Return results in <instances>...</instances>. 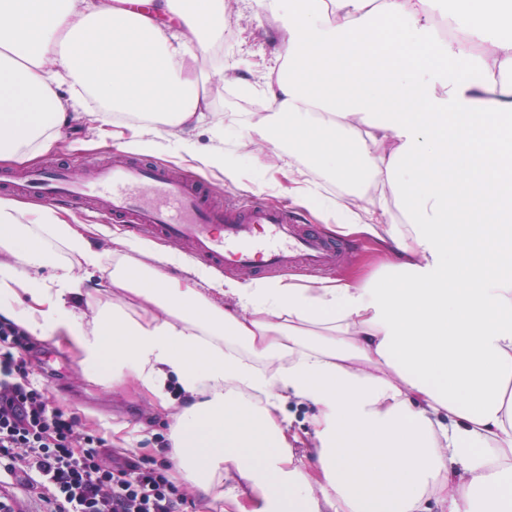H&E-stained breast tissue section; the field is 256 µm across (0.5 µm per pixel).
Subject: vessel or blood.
Masks as SVG:
<instances>
[{"instance_id":"obj_1","label":"vessel or blood","mask_w":512,"mask_h":512,"mask_svg":"<svg viewBox=\"0 0 512 512\" xmlns=\"http://www.w3.org/2000/svg\"><path fill=\"white\" fill-rule=\"evenodd\" d=\"M0 190L79 209L93 207L104 220L180 242L219 270L268 274L302 266L318 273L342 256L339 243L300 223L288 206L269 205L254 194L219 204L202 180L178 179L135 160L103 168L84 163L28 169L0 180Z\"/></svg>"}]
</instances>
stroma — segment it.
<instances>
[{
	"instance_id": "35a3bbf8",
	"label": "stroma",
	"mask_w": 512,
	"mask_h": 512,
	"mask_svg": "<svg viewBox=\"0 0 512 512\" xmlns=\"http://www.w3.org/2000/svg\"><path fill=\"white\" fill-rule=\"evenodd\" d=\"M224 26L232 32L224 44V75L213 78L210 86V118L224 126L222 147L225 153L239 157L247 174L244 186L225 183L223 174L202 166L196 159L172 147L144 154L149 163L168 167L178 178L197 177L213 184L214 191L224 195H263L269 204L288 200V181L280 175L253 167L252 157L258 146L244 147L241 126L256 108H267L266 99L258 93L243 96L239 82L259 86L264 82V71L273 52L278 48L279 21L265 12L256 0H228ZM94 106L83 108L79 117L70 118L62 129L56 150L35 159V166L50 162L58 164L70 160H92L104 166L120 153L119 140L102 135L94 119ZM346 255L335 269L325 276H311L301 271L281 274L282 282L317 286L322 278H338L353 270H361L369 277H377L379 259L350 240H343ZM29 361L38 379L46 385L58 404L76 413L83 424L111 435L114 427L128 424L135 431L128 439L113 438L112 453L124 457L127 453L164 457L171 443L168 438L167 413L147 394L134 390L129 384L109 387L90 380L82 369L75 352L65 346L34 341Z\"/></svg>"
}]
</instances>
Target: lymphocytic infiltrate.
<instances>
[{"label": "lymphocytic infiltrate", "mask_w": 512, "mask_h": 512, "mask_svg": "<svg viewBox=\"0 0 512 512\" xmlns=\"http://www.w3.org/2000/svg\"><path fill=\"white\" fill-rule=\"evenodd\" d=\"M31 339L0 320V512H175L166 460L116 461L107 439L56 403L31 369Z\"/></svg>", "instance_id": "f902f5d3"}]
</instances>
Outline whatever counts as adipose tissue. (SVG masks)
<instances>
[{
  "label": "adipose tissue",
  "instance_id": "1",
  "mask_svg": "<svg viewBox=\"0 0 512 512\" xmlns=\"http://www.w3.org/2000/svg\"><path fill=\"white\" fill-rule=\"evenodd\" d=\"M0 0V161L51 151L87 97L97 120L143 116L123 142L162 148L209 108L199 58L224 42V0ZM258 0L282 15L281 51L243 131L268 145L302 203L305 156L347 185L332 232L389 252L382 281L201 283L181 255L0 199V318L75 351L107 385L133 378L168 416L175 469L233 512H512V0ZM453 31L439 37L435 14ZM405 21L391 41L380 17ZM210 148L177 149L240 185L213 124ZM356 142V159L315 147ZM430 161L415 204L407 189ZM479 195L489 209L461 219ZM464 223L459 236L454 224ZM111 236L104 264L91 247ZM84 265L76 273L71 256ZM106 278L102 289L85 279ZM94 310L85 321L75 302ZM314 411L291 429L289 399Z\"/></svg>",
  "mask_w": 512,
  "mask_h": 512
}]
</instances>
